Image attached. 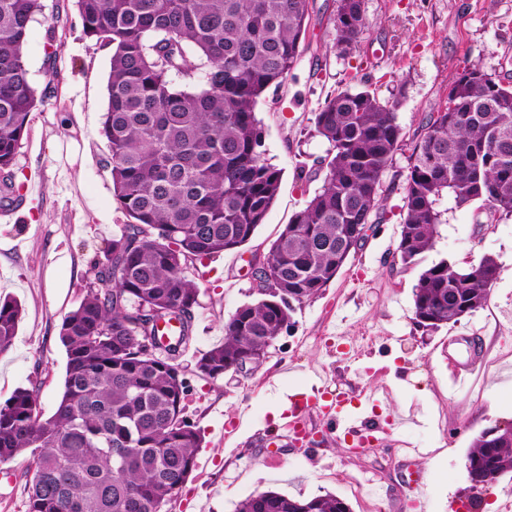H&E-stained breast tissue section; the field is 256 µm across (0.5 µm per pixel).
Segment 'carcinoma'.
<instances>
[{
  "mask_svg": "<svg viewBox=\"0 0 512 512\" xmlns=\"http://www.w3.org/2000/svg\"><path fill=\"white\" fill-rule=\"evenodd\" d=\"M83 32L112 46L101 135L115 196L129 218L94 264V282L61 324L67 355L54 413H36L33 389L0 405V463L29 455L27 512H162L190 476L201 436L185 414L177 363L191 339L200 289L187 275L204 257L244 246L266 220L281 170L266 159L257 106L288 79L310 26L308 0H76ZM41 0H0V192L31 114L45 102L24 56ZM363 0H339L336 49L364 29ZM180 77L184 83L177 84ZM453 107L432 112L412 141L395 258L420 264L443 224V197L512 217V87L477 68L454 76ZM329 149L323 186L255 267L256 301L224 322V341L196 363L216 379L266 353L295 306L319 295L379 223L382 181L404 136L394 109L368 90H345L315 113ZM500 274L492 256L466 270L442 259L414 289V316L438 329L485 307ZM21 305L0 299V352ZM176 320L169 345L152 340ZM470 480L512 473V426L482 431L467 454ZM237 512H350L326 494L265 491Z\"/></svg>",
  "mask_w": 512,
  "mask_h": 512,
  "instance_id": "carcinoma-1",
  "label": "carcinoma"
}]
</instances>
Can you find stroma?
<instances>
[{
  "label": "stroma",
  "mask_w": 512,
  "mask_h": 512,
  "mask_svg": "<svg viewBox=\"0 0 512 512\" xmlns=\"http://www.w3.org/2000/svg\"><path fill=\"white\" fill-rule=\"evenodd\" d=\"M27 34L33 86L49 92L33 112L13 167L19 198L0 220V295L24 309L11 347L0 354V403L36 389V410L53 414L67 357L59 340L64 316L84 298L102 259L128 218L112 190L100 134L107 107L111 46L83 33L75 0H42ZM365 28L349 53L334 46L338 0H309L304 50L284 85L257 108L266 157L280 169V191L266 221L244 246L198 261L200 286L190 345L178 362L188 381L186 414L201 436L195 466L163 512H236L252 494L273 490L297 499L333 494L351 512H366L361 487L373 484L387 512H497L512 474L482 491L466 457L483 430L512 425V217L491 220L480 202L450 209L424 264L458 268L487 255L500 265L490 301L457 323L418 326L413 289L419 268L393 264L404 213L409 150L383 177L380 223L322 293L300 306L293 324L269 347L264 363L212 380L197 373L203 353L220 344L224 323L253 302L249 258L265 256L293 215L320 190L318 161L329 148L314 131L326 98L366 88L392 106L405 141L442 109L451 78L477 66L512 85V0H364ZM55 64H48V54ZM311 170L299 179V168ZM41 179L32 197L29 185ZM474 337L489 357L466 387L452 381L443 341ZM332 379L342 422L367 420L374 437L359 451L329 432L318 413L305 438L288 423L322 399L318 377ZM419 448L406 466L402 443ZM27 458L0 464V512H26ZM423 477L425 504L411 505L408 471Z\"/></svg>",
  "instance_id": "obj_1"
}]
</instances>
